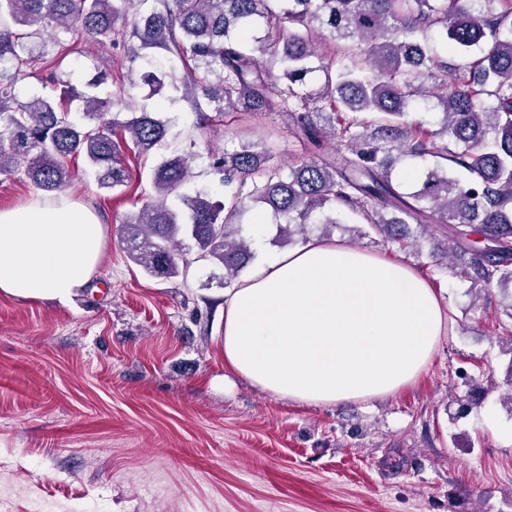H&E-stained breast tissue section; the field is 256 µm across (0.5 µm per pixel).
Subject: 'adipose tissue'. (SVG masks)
<instances>
[{
    "instance_id": "1",
    "label": "adipose tissue",
    "mask_w": 512,
    "mask_h": 512,
    "mask_svg": "<svg viewBox=\"0 0 512 512\" xmlns=\"http://www.w3.org/2000/svg\"><path fill=\"white\" fill-rule=\"evenodd\" d=\"M105 226L65 193L0 209V296L70 304ZM448 319L415 267L311 239L224 292V364L264 392L334 405L392 395L429 366Z\"/></svg>"
}]
</instances>
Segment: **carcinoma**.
Instances as JSON below:
<instances>
[{"label":"carcinoma","mask_w":512,"mask_h":512,"mask_svg":"<svg viewBox=\"0 0 512 512\" xmlns=\"http://www.w3.org/2000/svg\"><path fill=\"white\" fill-rule=\"evenodd\" d=\"M43 32L62 49L84 32L126 39L136 57L164 50L184 65L183 95L210 112L206 120L274 104L302 147L276 166L257 142L224 151L222 201L184 191L194 155L162 160L154 195L122 225L124 250L147 274L187 271L184 234L196 259L223 265L230 286L251 258L235 217L258 206L301 231L336 224V211L348 210L381 242L417 256L433 227L444 226L455 249L471 254L454 266L456 278L480 293L512 289V0H163L149 11L134 0H0V175L21 169L57 194L71 179L68 159L79 155L101 188L126 185L121 147L149 154L169 121L146 105L119 119L112 107L124 102L121 86L109 99L63 89L16 100V79L39 58L31 40ZM434 32L451 50L479 54L450 73L429 45ZM316 71L325 77L319 93L308 90ZM75 97L82 112L72 118ZM418 100L435 102L438 129L408 119ZM398 155L440 162L408 193L392 180Z\"/></svg>","instance_id":"1"}]
</instances>
